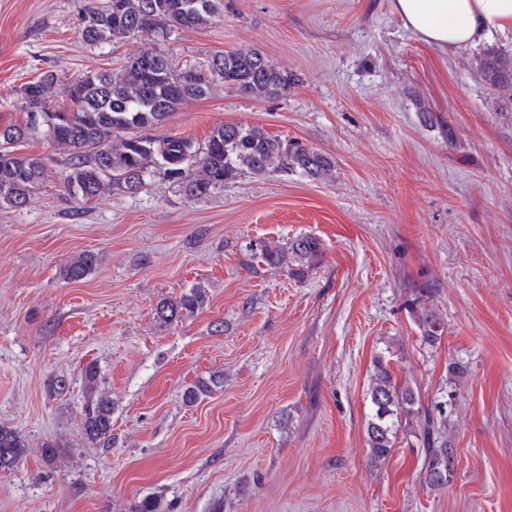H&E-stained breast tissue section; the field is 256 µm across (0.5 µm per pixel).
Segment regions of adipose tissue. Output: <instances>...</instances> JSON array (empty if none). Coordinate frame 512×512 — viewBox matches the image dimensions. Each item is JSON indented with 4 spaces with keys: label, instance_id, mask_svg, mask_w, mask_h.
Here are the masks:
<instances>
[{
    "label": "adipose tissue",
    "instance_id": "ef3b65f1",
    "mask_svg": "<svg viewBox=\"0 0 512 512\" xmlns=\"http://www.w3.org/2000/svg\"><path fill=\"white\" fill-rule=\"evenodd\" d=\"M407 29L455 53L512 32V0H394Z\"/></svg>",
    "mask_w": 512,
    "mask_h": 512
}]
</instances>
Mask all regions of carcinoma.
Wrapping results in <instances>:
<instances>
[{
    "instance_id": "1",
    "label": "carcinoma",
    "mask_w": 512,
    "mask_h": 512,
    "mask_svg": "<svg viewBox=\"0 0 512 512\" xmlns=\"http://www.w3.org/2000/svg\"><path fill=\"white\" fill-rule=\"evenodd\" d=\"M224 14V0H112L98 5L89 0L80 16V35L88 44L112 43L137 34L165 38L172 31L198 28ZM476 71L487 85L494 110L512 118V53L487 51L477 58ZM255 99L288 93L297 77L272 63L258 49L231 50L199 67L176 70L163 54L144 50L119 70L88 71L63 88L65 104L48 95L57 77L42 72L20 88L26 120L0 127V207L24 206L48 177L45 159L18 151L28 139L44 137L69 149L64 186L73 198L90 200L105 190L135 194L156 173L198 197L240 176H266L283 172L311 181L333 177L336 162L329 154L299 139H281L259 125L227 123L212 130L204 144L191 137L157 138L146 131L163 127L187 100L207 96L216 81ZM39 110L33 119V110ZM253 250L270 267L283 269L295 279L305 278L322 254L314 237H299L283 246L259 242ZM96 255L84 252L63 267L65 279L86 278ZM426 286L411 289L407 310L421 341L437 344L447 331L443 318L430 304ZM205 289L194 287L155 307V319L172 325L202 309ZM84 403L81 425L90 447L105 448L112 441V400L101 388L99 367L83 369ZM372 407L367 421L370 458L384 460L396 444L402 415H415L424 448L425 484L448 486L451 478L439 471L453 451L448 414L420 407L419 395L394 379L387 363L376 358L368 389ZM27 440L10 426L0 424V470L21 460Z\"/></svg>"
}]
</instances>
